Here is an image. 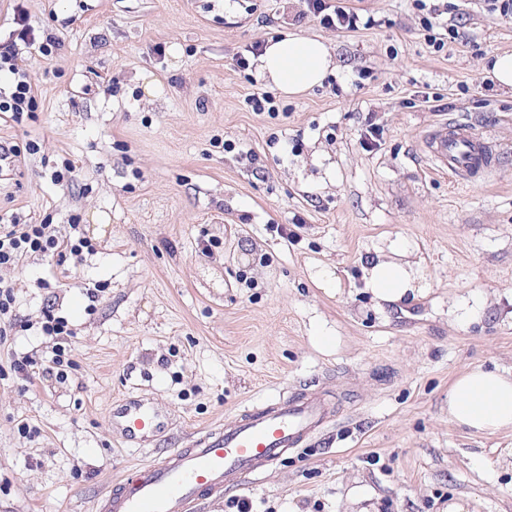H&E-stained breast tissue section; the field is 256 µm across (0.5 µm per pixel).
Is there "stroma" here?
Instances as JSON below:
<instances>
[{
	"mask_svg": "<svg viewBox=\"0 0 512 512\" xmlns=\"http://www.w3.org/2000/svg\"><path fill=\"white\" fill-rule=\"evenodd\" d=\"M432 2L460 33L440 51L416 0H349L371 19L354 33L302 16L301 0H25L38 42L60 47L15 60L37 102L19 122L0 112V143L40 150L0 171V222L49 221L91 249L0 272L19 320L49 303L69 320L76 362L29 383L10 358L47 340L17 329L0 344V512H96L115 479L283 391L321 395L332 417L200 512H512V428L448 416L467 368L512 369V90L486 73L512 51V17L487 0ZM289 34L324 39L336 59L291 98L234 62ZM257 92L278 113L252 111ZM369 118L384 134L367 151ZM450 118L497 143L486 179L457 183L424 153ZM398 237L425 286L379 309L363 265ZM471 292L485 310L457 323ZM126 396L167 412L153 444L110 434Z\"/></svg>",
	"mask_w": 512,
	"mask_h": 512,
	"instance_id": "35a3bbf8",
	"label": "stroma"
}]
</instances>
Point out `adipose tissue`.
<instances>
[{"label":"adipose tissue","mask_w":512,"mask_h":512,"mask_svg":"<svg viewBox=\"0 0 512 512\" xmlns=\"http://www.w3.org/2000/svg\"><path fill=\"white\" fill-rule=\"evenodd\" d=\"M254 64L258 79L289 97L321 85L334 68L324 40L292 34L269 40ZM411 251V244L403 239L376 248L364 270V286L373 301L394 304L421 290L422 265L408 261ZM448 415L477 432L512 426V373L479 366L467 369L448 388Z\"/></svg>","instance_id":"obj_1"}]
</instances>
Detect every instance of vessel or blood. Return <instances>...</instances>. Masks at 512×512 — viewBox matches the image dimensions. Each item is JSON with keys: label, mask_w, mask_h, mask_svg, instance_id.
Wrapping results in <instances>:
<instances>
[{"label": "vessel or blood", "mask_w": 512, "mask_h": 512, "mask_svg": "<svg viewBox=\"0 0 512 512\" xmlns=\"http://www.w3.org/2000/svg\"><path fill=\"white\" fill-rule=\"evenodd\" d=\"M427 154L456 182L487 176L499 150L463 122H442L428 135ZM328 409L313 396L294 397L273 408H257L230 428L209 433L191 447L174 448L126 478L116 481L97 504V512H195L204 499L222 495L226 486L299 447L325 424ZM167 426L158 405L133 398L114 401L108 428L123 443L152 440Z\"/></svg>", "instance_id": "b4317fda"}]
</instances>
